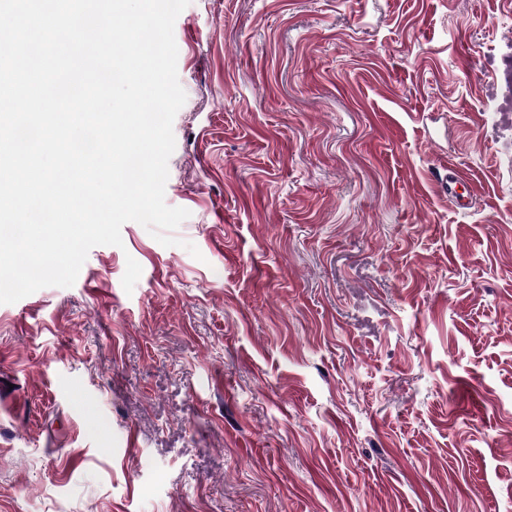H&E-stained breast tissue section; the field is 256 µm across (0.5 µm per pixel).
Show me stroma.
I'll return each mask as SVG.
<instances>
[{
    "label": "stroma",
    "mask_w": 512,
    "mask_h": 512,
    "mask_svg": "<svg viewBox=\"0 0 512 512\" xmlns=\"http://www.w3.org/2000/svg\"><path fill=\"white\" fill-rule=\"evenodd\" d=\"M174 36L190 216L0 304V512H512V0H191Z\"/></svg>",
    "instance_id": "stroma-1"
}]
</instances>
